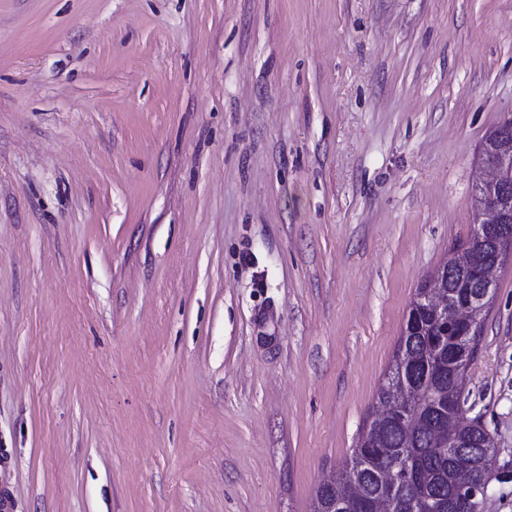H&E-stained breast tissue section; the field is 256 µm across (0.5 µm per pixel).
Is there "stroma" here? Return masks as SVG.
<instances>
[{
	"instance_id": "1",
	"label": "stroma",
	"mask_w": 512,
	"mask_h": 512,
	"mask_svg": "<svg viewBox=\"0 0 512 512\" xmlns=\"http://www.w3.org/2000/svg\"><path fill=\"white\" fill-rule=\"evenodd\" d=\"M512 117V0H0V495L310 512ZM512 512V261L464 405Z\"/></svg>"
}]
</instances>
